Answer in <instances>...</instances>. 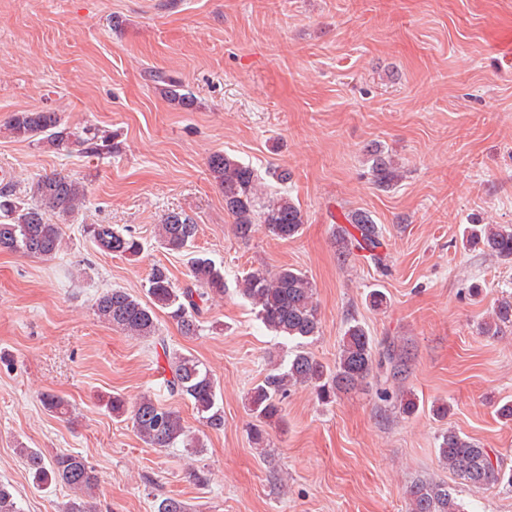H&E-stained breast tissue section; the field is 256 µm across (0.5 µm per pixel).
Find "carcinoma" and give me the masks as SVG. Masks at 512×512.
<instances>
[{"label": "carcinoma", "instance_id": "obj_1", "mask_svg": "<svg viewBox=\"0 0 512 512\" xmlns=\"http://www.w3.org/2000/svg\"><path fill=\"white\" fill-rule=\"evenodd\" d=\"M165 94L184 109H192L196 98L182 91L180 85L166 82ZM10 134L21 141L30 140L50 149L63 151L73 147L89 157L112 154V136L96 128L81 129L68 125L54 111L17 112L8 122ZM373 184L381 190L392 188L399 179L392 158L375 147L370 150ZM214 180L224 190V207L235 218V233L248 239L261 224L279 239L297 237L304 215L291 198L282 195L263 209L258 208L261 182L254 170L226 154H214L208 160ZM86 200L81 182L61 173L46 175L31 183L22 196L7 189L0 190V251L21 252L43 259L55 257L64 245V229L53 224L49 215L68 216ZM350 227L339 233L343 249L366 253L381 262L379 249L383 232L371 213L357 209L344 214ZM90 233L103 252L136 257L143 244L135 236L115 229L110 224H92ZM198 225L183 211L172 210L157 225V242L172 253H184L195 240ZM463 243L482 246L483 252L500 260L512 259V226L490 227L468 224L463 229ZM192 285L175 286L167 267L153 266L148 278L146 299L123 288H110L94 301L96 318L127 336L151 339L162 350L171 377L164 381L166 390L189 401L206 426L218 429L224 425V406L211 372L196 358L167 351L157 312L164 311L174 320L184 336L199 331L200 303L224 296V269L204 256L190 258ZM236 290L252 306L257 320L272 332L281 344H291L287 363L273 362L263 379L247 395L249 410L260 423L280 422L282 403L293 386H309L318 401L328 404L336 396L362 385L373 370L376 354L371 336L355 319L347 322L339 346L336 366L329 369L307 351L309 340L320 334V318L314 302V286L300 270L280 268L275 271L255 269L236 281ZM512 327V295L503 297L491 317L480 323L485 336H497ZM44 407L57 415L70 413L64 399L46 394ZM105 406L115 418H128L140 439L152 448H174L182 444L186 451L197 454L200 439L186 430L179 414L157 398L144 396L133 404L120 395H112ZM18 453L25 463L32 483L37 488L62 485L70 497L63 512H96L90 500L98 487L99 476L87 459L75 453H58L46 458L39 448L21 447ZM439 462L466 485L489 489L498 485L512 486V469L493 450L472 438L450 429L438 439ZM407 512H465L448 484L432 478L416 479L405 492ZM0 512H21L12 486L0 481ZM154 512H187L176 497L155 500Z\"/></svg>", "mask_w": 512, "mask_h": 512}]
</instances>
